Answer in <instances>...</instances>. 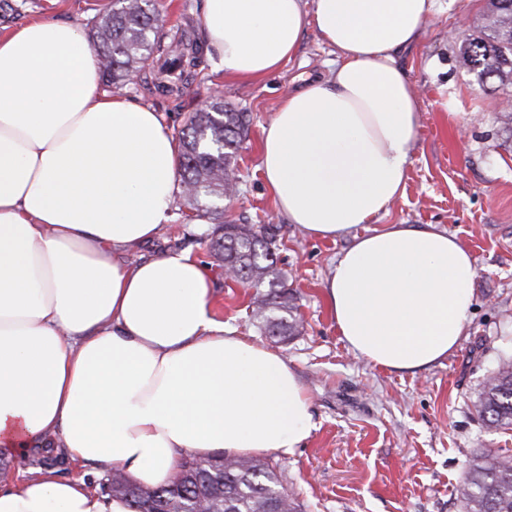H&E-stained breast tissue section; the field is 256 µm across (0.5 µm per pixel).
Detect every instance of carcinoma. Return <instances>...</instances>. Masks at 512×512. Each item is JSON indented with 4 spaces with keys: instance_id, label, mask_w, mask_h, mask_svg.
<instances>
[{
    "instance_id": "cac0c4a2",
    "label": "carcinoma",
    "mask_w": 512,
    "mask_h": 512,
    "mask_svg": "<svg viewBox=\"0 0 512 512\" xmlns=\"http://www.w3.org/2000/svg\"><path fill=\"white\" fill-rule=\"evenodd\" d=\"M93 44L100 71L110 86L123 90L146 69L155 85L176 89V70L193 62L198 48L167 41L160 12L152 0H113L94 20ZM459 45V62L475 73L479 87L492 86L512 100V0H488L482 23ZM243 112L224 108V97L189 114L178 132L181 182L194 208L230 200L239 192L235 179L237 150L247 136ZM210 248L237 283L256 289L252 320L268 336L286 342L299 333L298 297L277 267L274 224L221 222ZM473 407L495 430H512V355L500 358L476 392ZM112 495L125 499L132 512H303L297 497L284 488L276 466L265 458L221 455L181 459L166 485L142 488L126 480L112 484ZM467 512H512V455L485 448L468 460L460 488Z\"/></svg>"
}]
</instances>
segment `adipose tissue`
I'll list each match as a JSON object with an SVG mask.
<instances>
[{
  "label": "adipose tissue",
  "mask_w": 512,
  "mask_h": 512,
  "mask_svg": "<svg viewBox=\"0 0 512 512\" xmlns=\"http://www.w3.org/2000/svg\"><path fill=\"white\" fill-rule=\"evenodd\" d=\"M438 0H202V44L225 75L262 78L307 30L335 49L331 78L286 93L263 129L277 211L313 238H350L324 282L348 347L421 371L471 318L475 259L433 225L376 226L405 190L418 101L395 52ZM174 138L153 109L101 85L79 26L0 35V455L58 445L66 459L165 485L182 454L292 453L309 396L277 352L215 321L191 253L134 265L180 190ZM367 225L358 233L359 225ZM0 512H130L55 469L0 484Z\"/></svg>",
  "instance_id": "adipose-tissue-1"
}]
</instances>
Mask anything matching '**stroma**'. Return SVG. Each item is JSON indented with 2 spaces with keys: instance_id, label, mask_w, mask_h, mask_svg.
Listing matches in <instances>:
<instances>
[{
  "instance_id": "35a3bbf8",
  "label": "stroma",
  "mask_w": 512,
  "mask_h": 512,
  "mask_svg": "<svg viewBox=\"0 0 512 512\" xmlns=\"http://www.w3.org/2000/svg\"><path fill=\"white\" fill-rule=\"evenodd\" d=\"M106 0H0V33L31 20L70 21L91 29ZM488 0H441L419 42L400 49L398 66L420 98L419 129L403 196L383 224H431L460 239L476 259L471 319L456 350L428 370H385L356 357L338 336L323 298L331 264L349 239L322 241L277 214L260 173L262 129L283 95L304 80L328 78L334 49L314 30L277 72L244 81L214 70L205 52L180 90L161 92L143 74L123 92L161 112L179 131L213 90L233 111L246 113L249 132L238 150L239 194L223 216L192 209L176 196L161 235L126 256L129 263L191 251L212 277V313L225 329L282 355L311 399L315 427L293 453L274 456L283 485L306 512H459L457 494L469 458L483 448L512 450V431L487 428L472 400L503 352L512 353V132L497 116V92L479 89L458 61L460 33H471ZM169 36L200 43L201 0H155ZM279 226L278 266L297 291L304 322L299 336L278 343L250 319L253 291L228 282L209 247L219 220Z\"/></svg>"
}]
</instances>
